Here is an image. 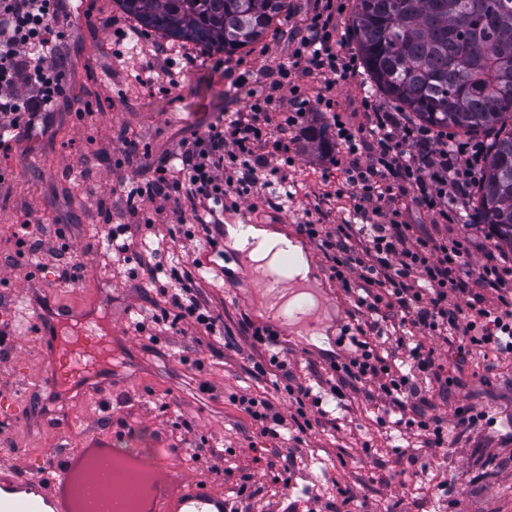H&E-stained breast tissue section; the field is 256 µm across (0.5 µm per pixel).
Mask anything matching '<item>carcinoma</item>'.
<instances>
[{
  "label": "carcinoma",
  "instance_id": "1",
  "mask_svg": "<svg viewBox=\"0 0 512 512\" xmlns=\"http://www.w3.org/2000/svg\"><path fill=\"white\" fill-rule=\"evenodd\" d=\"M140 26L232 55L288 0H117ZM372 90L438 131L490 137L473 210L512 248V0H354Z\"/></svg>",
  "mask_w": 512,
  "mask_h": 512
}]
</instances>
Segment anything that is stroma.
Listing matches in <instances>:
<instances>
[{"mask_svg":"<svg viewBox=\"0 0 512 512\" xmlns=\"http://www.w3.org/2000/svg\"><path fill=\"white\" fill-rule=\"evenodd\" d=\"M82 2L83 13L71 14L66 24L64 100L58 111L38 116L8 154H0V169L6 173L5 182L0 183V294L21 295L40 285L39 305L28 311L32 318L42 308L71 311L96 302L95 285L88 279L68 286L61 268H36L28 276L17 269L30 250L29 245H17L12 235L25 212H32L48 229L62 228L86 270L111 281L106 302L112 309V334L124 364L115 374L124 399L109 404L105 387L97 385L66 412L51 411L54 394L49 389L51 373L44 360L43 336L34 325L27 333L12 335L6 345H0V441L8 443L7 463L18 474L36 475L48 483L58 475L47 465L53 449L84 447L88 434L104 443L122 437L134 448L169 449L170 463L182 477L207 480L213 491L228 499L238 500V489L246 488L252 498L238 500L241 512H306L308 495L336 503L342 488L351 489L355 496L350 512H388L398 499L406 501L410 512H512V465L498 454L501 437L512 433V357L498 359L495 376L488 383L480 379L475 361H468L453 398L433 399L428 412L444 421H453L456 408L471 407L495 417L497 423L464 433L456 445L427 459L423 478L405 474L382 484L374 459L395 464L403 443L394 428L379 423L385 415L384 403L362 392L343 402L325 388L320 406L309 407L308 415L317 418L323 409L330 421L308 431L294 468L282 482L277 474L285 444L272 446L258 437L248 415L229 399L244 388L265 392L273 395L282 415L292 412L286 394L275 391L271 380L250 376L248 363L240 355L248 346L241 334L242 318L259 325L277 319L248 276L242 254L225 236L220 239V253L202 254L207 265L203 291L223 314L226 333L236 343L229 349L205 338L186 347L164 340L154 344L136 333L133 319L148 315L151 309L143 299L149 284L114 275L98 248L106 222L137 223L112 187L118 178L136 175L145 159L136 154L124 167L115 168L113 156L122 148L119 132H126L139 145H151L158 155L175 148L181 138L204 132L217 116L245 111L252 93L267 91L278 65L287 61L288 33L313 13L314 0H288L287 14L247 54L228 56L152 35L151 43L162 49L151 58L154 67H163L170 58L195 60L180 73L177 87L167 91L141 86L139 63L114 56L115 36L108 20L117 19L125 29L133 25L115 0ZM245 70L252 71V80L234 87L233 79ZM304 83L309 115L290 145L296 164L288 171L298 193L287 209L263 207L251 212L253 224L294 235L304 211L321 209L335 223L344 207L331 195L340 176L335 140L320 148L309 139L311 131L325 126L326 110L319 97L329 96L339 111L349 113L359 111L362 98L370 94L361 71L329 90L311 77ZM79 111L85 112L84 120H76ZM81 156L92 168L83 179L72 171ZM490 232L488 225L476 223L469 213L458 223L433 230L436 236L467 242L465 263L471 267L484 263L494 249ZM301 248L320 301L323 342L314 344L310 332L301 326L281 330L279 341L297 382L312 385L318 378H330L325 357L336 352L337 338L352 322L353 305L333 279L319 245L306 239ZM196 357L204 360L205 370L193 366ZM33 418L39 420V427H30ZM195 447L201 453L194 461L187 451ZM214 448L224 449L223 461L211 456ZM443 480L461 491L459 508H450L446 497L434 493V485Z\"/></svg>","mask_w":512,"mask_h":512,"instance_id":"obj_1","label":"stroma"}]
</instances>
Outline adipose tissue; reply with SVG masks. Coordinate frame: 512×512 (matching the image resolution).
Masks as SVG:
<instances>
[{"label":"adipose tissue","instance_id":"1","mask_svg":"<svg viewBox=\"0 0 512 512\" xmlns=\"http://www.w3.org/2000/svg\"><path fill=\"white\" fill-rule=\"evenodd\" d=\"M235 246L245 252L250 264L271 268L277 266L282 253H290L293 261L288 267L289 278L304 284L311 278V268L301 249L282 233L252 226L247 232L236 233Z\"/></svg>","mask_w":512,"mask_h":512}]
</instances>
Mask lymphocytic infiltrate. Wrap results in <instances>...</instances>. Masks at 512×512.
<instances>
[{
  "instance_id": "f902f5d3",
  "label": "lymphocytic infiltrate",
  "mask_w": 512,
  "mask_h": 512,
  "mask_svg": "<svg viewBox=\"0 0 512 512\" xmlns=\"http://www.w3.org/2000/svg\"><path fill=\"white\" fill-rule=\"evenodd\" d=\"M342 0H317L312 15L289 37L287 65L281 66L274 88H287L288 101L273 95L256 96L247 111L218 118L207 131L182 139L158 162L147 164L140 179L119 180L114 192L133 216L146 217L151 248L141 247L128 228L107 233L112 243V268L127 272L137 261L141 273L156 288L160 313L154 323L169 338L203 333L224 343V319L206 299L192 259L178 269L165 246L166 237L183 236L186 219L207 231L206 242L216 247L217 209L225 200L269 189L273 199L288 202L295 194L285 170L294 166L288 153L292 135L307 117L309 100L301 77H315L326 86L355 75L356 60L336 39ZM62 0H0V149L10 150L33 127L38 114L53 111L65 95L66 71L61 48L65 39ZM328 129L339 147L336 167L343 176L336 197H347L339 223L308 219L300 230L318 243L333 277L350 292L360 320L350 343L355 352L345 361H330L335 378L330 391L365 392L398 413L395 427L415 435L406 448L410 463L420 452L445 447L449 433L443 421L428 416L430 394L447 397L455 385L446 366L434 357L433 342L457 350L458 362L482 354L484 374L496 369L495 359L512 355V262L489 256L479 270L464 269L468 249L415 235L412 212L430 217L432 224L460 220L469 190L483 166V143L437 132L411 121L405 113L363 99L360 124H352L325 100ZM171 212L176 223L167 231L155 227V216ZM495 301H488V294ZM418 329L422 340L407 336ZM253 350L267 352V362H254L252 374H280L283 389L295 411L284 418L265 397L244 392L232 399L257 426L261 437L301 442L312 422L305 407L313 389L297 384L286 361L273 351L276 332L243 322ZM405 362H398V353Z\"/></svg>"
}]
</instances>
